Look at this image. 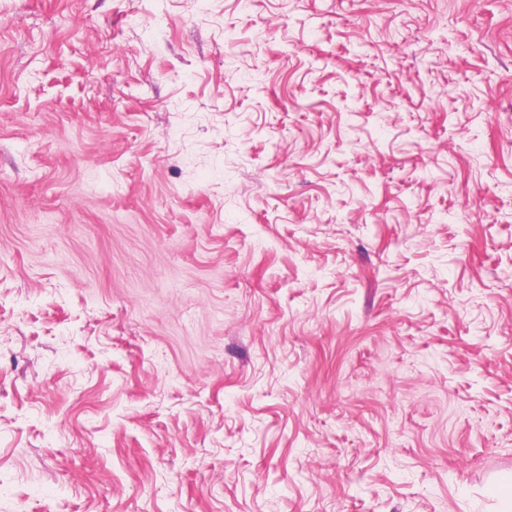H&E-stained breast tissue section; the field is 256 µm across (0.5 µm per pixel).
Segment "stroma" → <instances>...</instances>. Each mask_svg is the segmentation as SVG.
Returning <instances> with one entry per match:
<instances>
[{
	"mask_svg": "<svg viewBox=\"0 0 512 512\" xmlns=\"http://www.w3.org/2000/svg\"><path fill=\"white\" fill-rule=\"evenodd\" d=\"M512 0H0V512H498Z\"/></svg>",
	"mask_w": 512,
	"mask_h": 512,
	"instance_id": "stroma-1",
	"label": "stroma"
}]
</instances>
